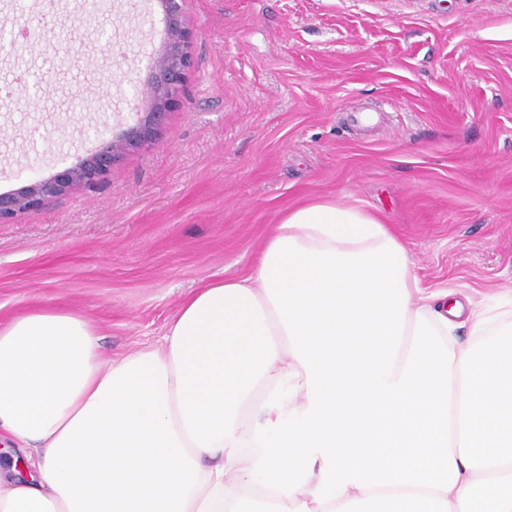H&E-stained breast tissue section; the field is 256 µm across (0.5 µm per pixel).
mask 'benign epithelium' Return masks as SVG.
<instances>
[{
    "mask_svg": "<svg viewBox=\"0 0 512 512\" xmlns=\"http://www.w3.org/2000/svg\"><path fill=\"white\" fill-rule=\"evenodd\" d=\"M167 36L153 56L147 92L136 105L137 122L121 137L102 142L89 158L47 180L34 181L20 190L0 194V223L13 222L19 215L39 209L53 196L68 194L79 186H93L104 180L124 152L152 141L160 133L167 114L180 102L186 74L192 66L191 32L187 24L186 0H157Z\"/></svg>",
    "mask_w": 512,
    "mask_h": 512,
    "instance_id": "7a95c632",
    "label": "benign epithelium"
}]
</instances>
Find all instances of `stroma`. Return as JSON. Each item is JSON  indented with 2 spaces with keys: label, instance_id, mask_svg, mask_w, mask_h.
I'll list each match as a JSON object with an SVG mask.
<instances>
[{
  "label": "stroma",
  "instance_id": "35a3bbf8",
  "mask_svg": "<svg viewBox=\"0 0 512 512\" xmlns=\"http://www.w3.org/2000/svg\"><path fill=\"white\" fill-rule=\"evenodd\" d=\"M193 66L160 134L100 183L0 223V324L78 313L105 356L158 344L182 302L244 278L274 224L336 198L374 213L424 288L512 297V0H187ZM24 28L35 39L11 41ZM155 0H0V194L135 123ZM378 109L354 124V109Z\"/></svg>",
  "mask_w": 512,
  "mask_h": 512
}]
</instances>
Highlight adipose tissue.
Instances as JSON below:
<instances>
[{
    "label": "adipose tissue",
    "mask_w": 512,
    "mask_h": 512,
    "mask_svg": "<svg viewBox=\"0 0 512 512\" xmlns=\"http://www.w3.org/2000/svg\"><path fill=\"white\" fill-rule=\"evenodd\" d=\"M0 439V512H512V308L426 291L388 225L314 201L157 346L0 324Z\"/></svg>",
    "instance_id": "1"
}]
</instances>
